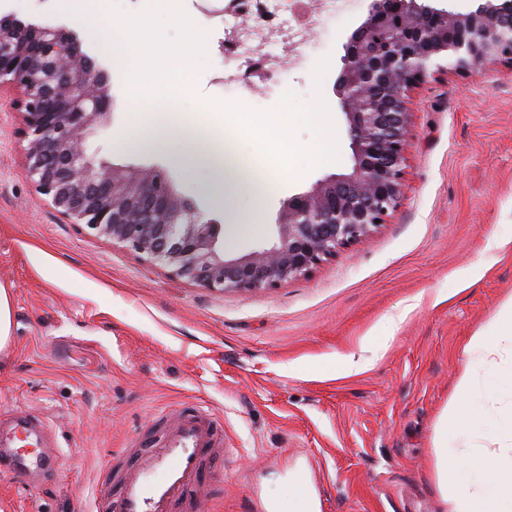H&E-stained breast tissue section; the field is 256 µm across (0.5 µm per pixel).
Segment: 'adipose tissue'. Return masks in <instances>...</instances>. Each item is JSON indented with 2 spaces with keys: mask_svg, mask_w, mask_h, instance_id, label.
I'll return each mask as SVG.
<instances>
[{
  "mask_svg": "<svg viewBox=\"0 0 512 512\" xmlns=\"http://www.w3.org/2000/svg\"><path fill=\"white\" fill-rule=\"evenodd\" d=\"M207 123L219 145L204 140L197 127L172 119L170 113L153 112L147 124L137 125L134 144L167 150L187 168L208 169L233 191L246 188L251 179L266 184L274 177H290L296 160L314 156L313 150L299 148L286 135L282 118L262 121L242 107L229 117L220 109L210 111ZM151 124L165 127L164 138L148 133ZM504 345L512 349V299L502 304L486 329L470 338L465 352L489 364ZM473 392L474 378L463 372L436 424L433 468L442 512H512L511 447L487 453L478 449L465 461L448 452V434L463 425Z\"/></svg>",
  "mask_w": 512,
  "mask_h": 512,
  "instance_id": "adipose-tissue-1",
  "label": "adipose tissue"
}]
</instances>
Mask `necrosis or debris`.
<instances>
[{
	"label": "necrosis or debris",
	"mask_w": 512,
	"mask_h": 512,
	"mask_svg": "<svg viewBox=\"0 0 512 512\" xmlns=\"http://www.w3.org/2000/svg\"><path fill=\"white\" fill-rule=\"evenodd\" d=\"M352 0H207V17H222L224 41L238 56L260 62L249 70L261 91L289 69L300 66L307 30L350 9Z\"/></svg>",
	"instance_id": "1"
}]
</instances>
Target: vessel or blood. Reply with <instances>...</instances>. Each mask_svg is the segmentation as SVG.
Masks as SVG:
<instances>
[{
  "instance_id": "vessel-or-blood-1",
  "label": "vessel or blood",
  "mask_w": 512,
  "mask_h": 512,
  "mask_svg": "<svg viewBox=\"0 0 512 512\" xmlns=\"http://www.w3.org/2000/svg\"><path fill=\"white\" fill-rule=\"evenodd\" d=\"M221 422L197 410L180 413L167 424L158 445L127 449V458L110 463L106 481H119V497H100L97 512H175L177 502L200 500L207 461L223 447ZM48 425L33 414L0 419V473L18 482L50 467Z\"/></svg>"
}]
</instances>
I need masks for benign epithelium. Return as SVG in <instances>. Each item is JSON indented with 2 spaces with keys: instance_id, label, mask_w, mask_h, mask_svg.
I'll return each instance as SVG.
<instances>
[{
  "instance_id": "benign-epithelium-1",
  "label": "benign epithelium",
  "mask_w": 512,
  "mask_h": 512,
  "mask_svg": "<svg viewBox=\"0 0 512 512\" xmlns=\"http://www.w3.org/2000/svg\"><path fill=\"white\" fill-rule=\"evenodd\" d=\"M343 50L334 90L351 171L289 198L277 241L231 259L218 248L224 225L178 196L169 176L86 156L87 132L109 116L111 76L74 32L0 13V91L16 92L26 176L70 223L211 291L257 290L308 275L385 223L403 193L408 94L434 72L512 64V0H486L468 13L426 0H372Z\"/></svg>"
}]
</instances>
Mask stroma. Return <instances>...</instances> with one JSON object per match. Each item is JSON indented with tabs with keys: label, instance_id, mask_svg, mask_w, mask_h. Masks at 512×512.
I'll use <instances>...</instances> for the list:
<instances>
[{
	"label": "stroma",
	"instance_id": "obj_1",
	"mask_svg": "<svg viewBox=\"0 0 512 512\" xmlns=\"http://www.w3.org/2000/svg\"><path fill=\"white\" fill-rule=\"evenodd\" d=\"M370 3L354 0L312 31L308 65L252 95L236 85L246 63L225 57L205 0H184L211 32L201 97L269 110L283 89L308 96L311 62L331 56L322 91L340 161L230 202L206 171L134 148L118 57L59 0H0V11L73 31L110 71V117L86 137L87 156L165 171L179 196L223 223L225 251L240 255L276 240L288 198L350 170L334 84ZM408 110L403 195L369 241L308 276L221 294L65 220L26 176L21 117L0 96V286L13 307L0 413L41 416L56 445L52 474L25 485L0 474V512H96L97 498L117 492L100 481L104 463L184 406L224 422V458L202 480L204 512H277L300 481L298 512H442L432 441L459 375L471 369L479 384L497 375L495 393L473 402L482 423L512 413V352L490 369L464 352L512 298V64L430 75Z\"/></svg>",
	"mask_w": 512,
	"mask_h": 512
}]
</instances>
